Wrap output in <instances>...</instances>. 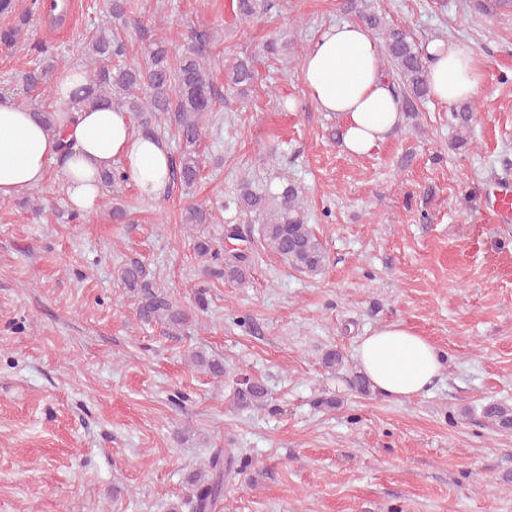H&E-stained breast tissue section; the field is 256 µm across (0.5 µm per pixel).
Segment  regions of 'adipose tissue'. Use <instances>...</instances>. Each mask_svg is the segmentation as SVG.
Segmentation results:
<instances>
[{
	"label": "adipose tissue",
	"mask_w": 512,
	"mask_h": 512,
	"mask_svg": "<svg viewBox=\"0 0 512 512\" xmlns=\"http://www.w3.org/2000/svg\"><path fill=\"white\" fill-rule=\"evenodd\" d=\"M426 49L434 100L448 105L476 96L482 73L468 44L436 40ZM302 79L318 107L340 118L348 153L371 152L402 124L399 97L379 69L378 45L359 24L321 31L307 48ZM53 164L70 206L85 215L98 212L101 178L112 168L157 201L171 181L167 142L134 132L128 113L82 107L58 113L50 131L12 95L0 96V199L25 197L45 182ZM356 360L375 390L399 401L426 393L444 370L439 349L401 323L362 337Z\"/></svg>",
	"instance_id": "ef3b65f1"
}]
</instances>
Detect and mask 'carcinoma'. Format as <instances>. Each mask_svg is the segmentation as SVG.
<instances>
[{
  "label": "carcinoma",
  "mask_w": 512,
  "mask_h": 512,
  "mask_svg": "<svg viewBox=\"0 0 512 512\" xmlns=\"http://www.w3.org/2000/svg\"><path fill=\"white\" fill-rule=\"evenodd\" d=\"M278 6L275 0H235V14L242 21H252L267 15ZM129 0H107L112 22L127 26ZM361 20L369 29L382 30L383 53L391 63L403 86V104L408 112L417 111L416 101L429 94L427 57L422 49L401 28H382L373 13H363ZM27 15L11 26L0 27V45L13 48L21 43ZM168 38L160 36L145 48V62L137 66L113 67L112 56L124 52V43L117 28L101 29L86 45L85 52L91 67L84 70L86 84L79 88L72 106H94L106 102L130 113L139 120V126L153 132V126L163 123L174 130L181 142L180 154L173 160L172 182L182 188L193 186L200 175L199 140L206 118L214 111L219 95L207 67L206 40L187 49L179 59L169 56ZM29 50L43 56V61L22 75L23 92L36 89L51 92L55 60L51 48L43 43L33 44ZM256 76L251 57H239L225 68V85L244 93ZM233 204L239 213L254 216L260 221V235L268 247L290 265L315 274L326 265L325 247L307 223L302 207L300 189L285 182L275 193L260 188L245 178L238 186ZM211 214L195 204L185 209L184 224H208ZM193 250L203 262L206 278L242 283L249 270V255L241 251L224 257V248L208 236L194 240ZM124 287L133 292L138 301L139 316L146 322H159L167 334L179 335L191 320L187 310L177 305L167 292L159 287L139 262L124 265L119 273ZM190 362L215 378L224 376V361L204 350L188 352ZM268 390L256 380L246 379L234 394L237 405L243 408L261 407L267 402ZM483 417L502 431L512 430V406L492 402L484 406ZM235 471V460L216 452L204 466L192 472L187 483L192 512H213L224 498V479Z\"/></svg>",
  "instance_id": "carcinoma-1"
}]
</instances>
